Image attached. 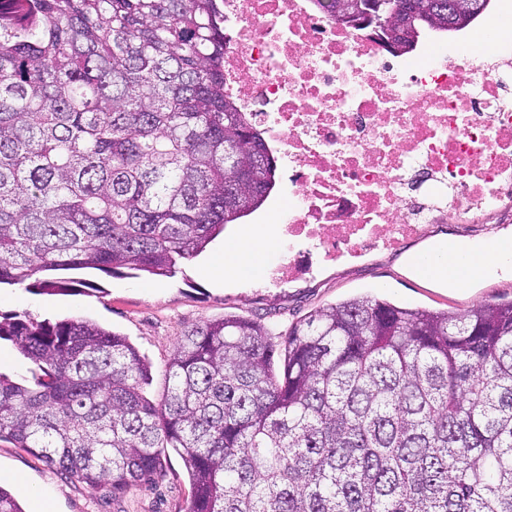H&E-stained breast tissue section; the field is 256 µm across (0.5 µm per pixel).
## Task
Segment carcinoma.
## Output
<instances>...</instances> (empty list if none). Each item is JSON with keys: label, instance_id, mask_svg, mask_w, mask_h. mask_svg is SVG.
<instances>
[{"label": "carcinoma", "instance_id": "cac0c4a2", "mask_svg": "<svg viewBox=\"0 0 512 512\" xmlns=\"http://www.w3.org/2000/svg\"><path fill=\"white\" fill-rule=\"evenodd\" d=\"M221 0H0V285L171 276L257 211L276 161L224 92ZM417 29L419 0H387ZM38 367L0 376V439L93 489L173 450L187 512H512V302L464 314L361 295L281 342L237 315L185 330L166 391L89 320L0 319Z\"/></svg>", "mask_w": 512, "mask_h": 512}]
</instances>
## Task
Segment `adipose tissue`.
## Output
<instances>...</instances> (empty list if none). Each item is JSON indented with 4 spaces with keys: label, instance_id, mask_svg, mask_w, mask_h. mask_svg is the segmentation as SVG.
I'll list each match as a JSON object with an SVG mask.
<instances>
[{
    "label": "adipose tissue",
    "instance_id": "adipose-tissue-1",
    "mask_svg": "<svg viewBox=\"0 0 512 512\" xmlns=\"http://www.w3.org/2000/svg\"><path fill=\"white\" fill-rule=\"evenodd\" d=\"M271 254L267 235L248 232L228 240L222 254L213 259L209 272L223 282H239L257 276ZM512 262V241H495L474 252L461 244L441 245L427 267L431 279L460 288L486 276L493 267Z\"/></svg>",
    "mask_w": 512,
    "mask_h": 512
}]
</instances>
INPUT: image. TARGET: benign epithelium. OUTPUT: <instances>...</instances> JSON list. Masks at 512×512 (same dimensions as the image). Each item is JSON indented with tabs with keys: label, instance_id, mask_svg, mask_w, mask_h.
<instances>
[{
	"label": "benign epithelium",
	"instance_id": "7a95c632",
	"mask_svg": "<svg viewBox=\"0 0 512 512\" xmlns=\"http://www.w3.org/2000/svg\"><path fill=\"white\" fill-rule=\"evenodd\" d=\"M488 6L489 0H448V29L470 24ZM335 18L348 26L361 23L372 26L392 52L400 53L407 48V42L402 40L398 8L387 11L381 0H336Z\"/></svg>",
	"mask_w": 512,
	"mask_h": 512
}]
</instances>
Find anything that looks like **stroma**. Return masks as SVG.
I'll return each instance as SVG.
<instances>
[{
    "instance_id": "obj_1",
    "label": "stroma",
    "mask_w": 512,
    "mask_h": 512,
    "mask_svg": "<svg viewBox=\"0 0 512 512\" xmlns=\"http://www.w3.org/2000/svg\"><path fill=\"white\" fill-rule=\"evenodd\" d=\"M285 188L276 182L260 209L229 224L198 257L184 262L174 277L146 273L109 274L94 268L45 272L48 280L74 282V289L57 292L0 286V317H30L55 322L88 319L126 335L152 366L148 388L160 398L165 386L164 366L187 327L227 314L261 321L274 335L285 334L310 311L359 296L375 295L392 303L463 313L487 302L512 300V270L470 282L462 288L418 275L411 260L436 242L481 244L512 238V217L502 215L477 227L453 222L430 225L426 233L392 254H374L359 263L330 265L313 278L297 280L281 288L265 287L263 279L240 282L227 288L209 280L204 269L235 236L240 226L263 224ZM0 488L14 491L12 476L21 477L42 494L49 512H186L190 483L181 458L168 453L154 483L122 494L96 490L76 477L47 464L28 449L0 440Z\"/></svg>"
}]
</instances>
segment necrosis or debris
Listing matches in <instances>:
<instances>
[{
    "label": "necrosis or debris",
    "instance_id": "necrosis-or-debris-1",
    "mask_svg": "<svg viewBox=\"0 0 512 512\" xmlns=\"http://www.w3.org/2000/svg\"><path fill=\"white\" fill-rule=\"evenodd\" d=\"M224 88L285 166L278 286L512 213V40L393 61L316 0H224Z\"/></svg>",
    "mask_w": 512,
    "mask_h": 512
}]
</instances>
